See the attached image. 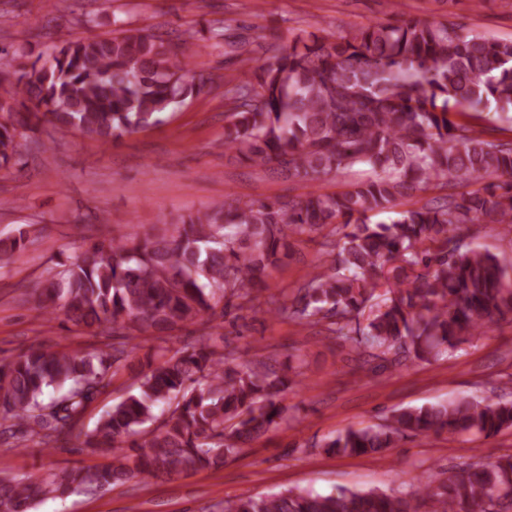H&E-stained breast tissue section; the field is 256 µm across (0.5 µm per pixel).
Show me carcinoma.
Segmentation results:
<instances>
[{"mask_svg": "<svg viewBox=\"0 0 512 512\" xmlns=\"http://www.w3.org/2000/svg\"><path fill=\"white\" fill-rule=\"evenodd\" d=\"M181 43L147 29L63 39L32 57L13 53L12 112L0 122V170L24 164L17 138L43 122L104 144L147 128L210 79L188 69ZM254 82H227L224 149L286 177L317 180L367 167L340 190L288 201L224 199L174 229L138 239L90 242L39 295L45 317L63 308L114 343L91 352L28 347L0 364V435L15 447L54 448L129 356L128 341L161 340L203 317L244 320L273 313L322 325L355 349L394 360H437L483 329L512 324V262L456 235L512 224V143L495 144L458 117L512 107V40L465 34L445 23L403 19L331 39L303 33L267 58L250 57ZM456 185L427 201L417 194ZM400 206L389 224L367 213ZM353 226L336 242L338 225ZM324 234L330 261L303 286L266 296L268 270L292 256L293 240ZM288 372L240 361L224 336L173 350L150 347L135 387L99 419L86 445L112 465L61 470L40 480L0 481V512H30L78 487L218 467L290 418ZM54 396L44 398L45 390ZM512 428V400L452 399L403 409L386 424L349 429L328 453L375 455L404 437ZM509 512L512 456L475 464L417 489L288 488L224 501L221 512Z\"/></svg>", "mask_w": 512, "mask_h": 512, "instance_id": "cac0c4a2", "label": "carcinoma"}]
</instances>
